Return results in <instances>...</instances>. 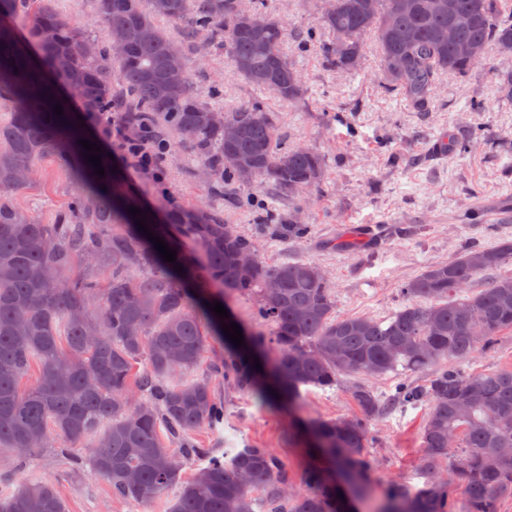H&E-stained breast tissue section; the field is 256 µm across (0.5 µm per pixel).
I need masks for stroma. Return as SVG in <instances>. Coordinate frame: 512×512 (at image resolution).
<instances>
[{
  "label": "stroma",
  "instance_id": "stroma-1",
  "mask_svg": "<svg viewBox=\"0 0 512 512\" xmlns=\"http://www.w3.org/2000/svg\"><path fill=\"white\" fill-rule=\"evenodd\" d=\"M263 6L268 16L315 37L303 50L292 40L284 47L307 90L297 104H285L273 91L249 85L208 34L187 43L186 53L195 86L207 94L210 105L224 110L260 102L272 112L282 144L305 145L323 155L324 178L308 191L301 216L305 233L297 239L268 235L264 224L287 222L294 201L255 183L215 189L202 182L201 159L185 145L167 152L161 180L137 173L95 115L83 113L86 130L102 145L129 193L156 211L165 210L170 201L218 209L225 223L256 241L258 257L267 264H316L331 280L340 316L388 317L407 303L403 284L427 266L450 260L471 244L492 247L512 240V103L501 100L495 77L496 72L512 71V56L492 50L490 68L466 77L440 75L428 111L419 112L378 83L374 46H367L357 71L339 73L324 65L317 45L331 36L319 23L318 0H263ZM214 86L219 95H210ZM484 125L492 127V135H478ZM443 134L465 142L467 151L436 154L434 143ZM77 185L74 169L49 154L38 161L33 183L13 203L53 224L67 210ZM357 227L382 230L383 237L369 247L338 248L342 235ZM223 358V343L211 342L199 373L209 376L224 418L191 432L188 442L218 456L246 446L269 449L284 466L289 490H303L306 454L295 436V422L358 414L348 386L307 387L297 408L277 409L215 373L214 365ZM425 418L421 405L369 420L373 465L364 512L377 506L382 486H422ZM33 475L54 484L67 512H169L181 491L173 485L143 505L113 496L104 479L87 469L73 471L67 459L40 451L21 461L12 450L0 449V497Z\"/></svg>",
  "mask_w": 512,
  "mask_h": 512
}]
</instances>
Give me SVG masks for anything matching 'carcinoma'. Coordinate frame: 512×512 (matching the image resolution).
I'll use <instances>...</instances> for the list:
<instances>
[{"mask_svg":"<svg viewBox=\"0 0 512 512\" xmlns=\"http://www.w3.org/2000/svg\"><path fill=\"white\" fill-rule=\"evenodd\" d=\"M100 2L104 44L76 29L54 0H0V103L9 112L0 122V447L25 458L53 436L59 443L53 452L66 455L88 440L89 454L71 458L76 470L89 468L113 495L141 504L181 481L184 459L207 457L171 512H343L336 473L363 498L372 467L367 422L424 404L425 482L413 491L384 488L376 512H497L498 501L512 497V455L499 452L512 448V370L467 375L456 363L491 348L502 332L512 334V275L467 291L477 275L512 262V241L472 245L426 267L401 288L411 304L386 319L337 315L328 279L314 277L312 264L263 263L254 240L206 207L174 206L162 226L146 214L147 229L176 250L175 263L164 261L129 213L138 203L106 177L91 175V152L83 149L73 160L71 141L80 131L49 75L92 113L152 114L153 128L178 133L200 156L204 177L219 186L238 181L230 155L259 166L276 159L278 166L261 168L255 181L300 203L302 188L323 178L322 155L280 146L272 114L255 104L224 113L242 128L226 147L224 127L212 120L215 109L194 86L183 44L156 19L182 24L186 41L210 33L236 74L285 103L301 100L305 89L284 43L304 45L310 35L267 16L260 0H252L248 22L232 0H148V11L141 0ZM426 2L379 0L372 24L363 0H327L320 11L322 28L334 37L321 46L327 66L352 70L371 36L383 88L425 112L440 74L467 76L486 63L484 55L471 61L448 45L455 16H468L458 43L512 53V0H450L451 11L430 10ZM173 54L183 59L178 81L169 72ZM102 71L113 79L102 81ZM46 154L75 164L80 177L72 210L55 224L12 203ZM269 231L292 239L304 227L280 223ZM243 253L252 264H240ZM91 262L105 265L106 280L80 272ZM272 279L279 283L274 292L266 288ZM242 294L255 299L256 316L272 327L269 336L251 335L254 349L273 346L268 387L257 384L254 357L225 335L223 319L194 303L196 295ZM209 336L224 341V378L263 402L295 408L303 387L332 389L355 378L350 394L361 416L298 421L308 448L304 492H285L282 464L267 448H240L223 459L186 442L176 453L161 440L162 426L170 438L183 439L224 419L208 378L186 379L197 372ZM144 353L147 364L137 374ZM34 364L37 383L25 389ZM399 371L426 378L402 382L386 396L366 384ZM443 461L464 491L462 504L439 475ZM255 490L263 496L254 497ZM33 504L41 512H66L55 486L33 479L0 499V512H31Z\"/></svg>","mask_w":512,"mask_h":512,"instance_id":"obj_1","label":"carcinoma"}]
</instances>
